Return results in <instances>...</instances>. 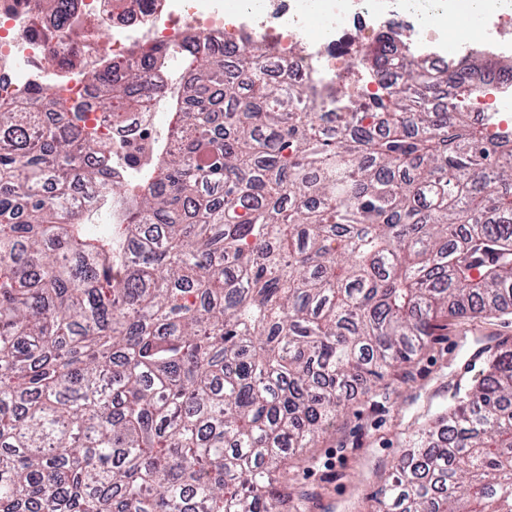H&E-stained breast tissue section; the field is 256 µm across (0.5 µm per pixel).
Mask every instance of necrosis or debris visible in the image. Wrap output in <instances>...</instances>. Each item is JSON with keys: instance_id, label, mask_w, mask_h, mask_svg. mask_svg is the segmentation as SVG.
<instances>
[{"instance_id": "necrosis-or-debris-1", "label": "necrosis or debris", "mask_w": 512, "mask_h": 512, "mask_svg": "<svg viewBox=\"0 0 512 512\" xmlns=\"http://www.w3.org/2000/svg\"><path fill=\"white\" fill-rule=\"evenodd\" d=\"M77 23L93 24L107 33L100 43L103 56L130 59L147 41L168 44L181 31L223 36L226 27L254 30L273 41L276 55L299 77L318 85L350 86L360 95L375 89L373 71L355 46L353 32L385 28L391 18L406 19L402 44L407 51L440 56L445 46L437 35L455 28V18H433L415 12L409 0H225L202 9L196 0H162L155 11L138 0H80ZM56 19L35 17L32 0H0V90L27 94L38 90L62 108L78 106L111 144L117 158L135 153L155 133L160 100H152L145 117L137 118L136 135L115 132L105 122L104 108L93 99L78 70L62 71L52 60L58 40Z\"/></svg>"}]
</instances>
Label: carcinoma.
I'll use <instances>...</instances> for the list:
<instances>
[{
	"label": "carcinoma",
	"mask_w": 512,
	"mask_h": 512,
	"mask_svg": "<svg viewBox=\"0 0 512 512\" xmlns=\"http://www.w3.org/2000/svg\"><path fill=\"white\" fill-rule=\"evenodd\" d=\"M58 41L77 0H35ZM171 85L147 168L82 112L0 95V512H281L287 466L448 317L512 312V134L457 111L480 49L434 68L387 37L350 103L250 43L70 50L112 126ZM345 112H330L331 106ZM122 223L89 224L95 212ZM379 512H512V346L385 481Z\"/></svg>",
	"instance_id": "cac0c4a2"
}]
</instances>
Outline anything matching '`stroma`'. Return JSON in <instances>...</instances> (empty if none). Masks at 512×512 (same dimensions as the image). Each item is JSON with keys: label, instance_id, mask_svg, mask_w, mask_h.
<instances>
[{"label": "stroma", "instance_id": "stroma-1", "mask_svg": "<svg viewBox=\"0 0 512 512\" xmlns=\"http://www.w3.org/2000/svg\"><path fill=\"white\" fill-rule=\"evenodd\" d=\"M512 342V313L450 322L415 363L356 396L285 485L299 512H373L389 466L405 439L478 380L489 350Z\"/></svg>", "mask_w": 512, "mask_h": 512}]
</instances>
